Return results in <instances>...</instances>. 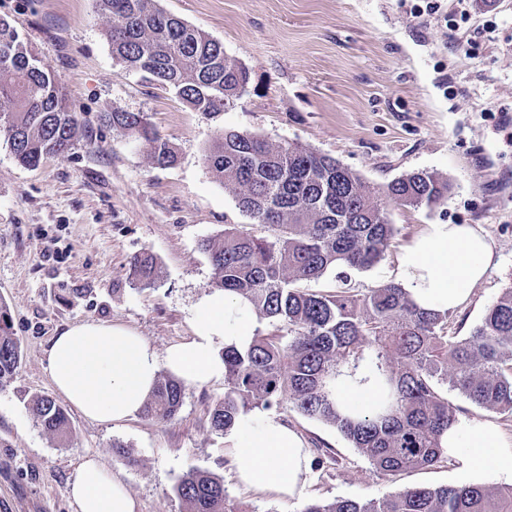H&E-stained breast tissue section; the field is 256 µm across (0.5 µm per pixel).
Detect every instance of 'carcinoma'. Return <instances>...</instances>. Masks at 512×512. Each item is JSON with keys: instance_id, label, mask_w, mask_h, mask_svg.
<instances>
[{"instance_id": "1", "label": "carcinoma", "mask_w": 512, "mask_h": 512, "mask_svg": "<svg viewBox=\"0 0 512 512\" xmlns=\"http://www.w3.org/2000/svg\"><path fill=\"white\" fill-rule=\"evenodd\" d=\"M111 15L106 38L113 58L169 88L204 116L220 113L247 92L250 72L224 54L203 31L165 13L157 0H96ZM0 137L16 161L35 167L71 151L80 137L60 77L44 69L17 29L0 17ZM104 122L144 140L153 163L175 164L176 154L143 112H110ZM205 162L236 194L239 208L267 229L257 236L226 228L201 242L213 267V286L239 295L258 320L288 327L281 336H255L245 351L224 350V398L210 411L212 430L229 432L255 408L284 400L303 415L330 423L377 470L394 474L436 464L441 437L456 420L448 386L487 410L512 414V286L489 306L470 336L448 335L449 312L421 311L400 285L359 294L351 270L378 264L396 236L381 198L402 206L445 203L448 180L428 171L398 177L372 191L337 159L297 142L273 145L247 132L229 130L209 149ZM138 285L157 276V259L133 260ZM336 271L340 290L322 294L299 283ZM20 352L6 313L0 309V388L10 382ZM374 376L381 396L372 415L340 409L339 385ZM183 383L158 379L144 416L173 418L182 406ZM31 411L44 431L69 433L66 412L48 397ZM188 512H239L224 483L189 472L177 484ZM303 512H512V486L481 485L400 490L382 499L311 502Z\"/></svg>"}]
</instances>
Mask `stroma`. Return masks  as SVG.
Wrapping results in <instances>:
<instances>
[{
	"label": "stroma",
	"instance_id": "1",
	"mask_svg": "<svg viewBox=\"0 0 512 512\" xmlns=\"http://www.w3.org/2000/svg\"><path fill=\"white\" fill-rule=\"evenodd\" d=\"M221 43L250 72L246 93L216 115L190 110L174 91L113 59L108 14L94 0H0V16L56 73L80 125L68 153L19 164L0 140V309L20 364L0 389V512H75L69 481L84 458L118 474L138 512H186L176 485L188 471L212 474L249 512H302L312 500L379 499L408 487L497 488L512 477L467 474L444 458L385 475L333 425L283 403L270 417L309 450L310 481L294 499L262 497L236 482L224 437L209 412L223 382L185 386L168 421L138 415L99 423L66 406L48 371L54 336L83 322L122 323L157 352L192 333L195 303L212 293L200 243L225 226L257 231L205 155L223 131L297 142L336 158L372 187L426 170L447 178L448 199L412 208L389 201L398 233L374 267L352 274L358 292L395 282L404 246L430 224H478L499 262L448 333L465 337L512 285V146L492 111L512 108V0H473L465 36L475 58L448 45L445 28L410 13L405 0H158ZM145 113L178 154L151 164L142 140L101 123L103 113ZM158 262L152 287L136 286L135 255ZM48 395L65 405L68 440L43 431L29 410Z\"/></svg>",
	"mask_w": 512,
	"mask_h": 512
}]
</instances>
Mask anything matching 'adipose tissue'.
Returning <instances> with one entry per match:
<instances>
[{
	"instance_id": "1",
	"label": "adipose tissue",
	"mask_w": 512,
	"mask_h": 512,
	"mask_svg": "<svg viewBox=\"0 0 512 512\" xmlns=\"http://www.w3.org/2000/svg\"><path fill=\"white\" fill-rule=\"evenodd\" d=\"M496 263L495 245L480 226L431 224L403 250L398 282L421 310L452 311L471 301ZM254 333L251 304L217 290L196 303L191 336L164 353L131 328L92 321L54 336L48 368L56 391L83 416L120 422L142 410L160 370L187 384L223 379L220 347L247 350ZM226 442L240 484L281 498L302 495L309 481V455L293 429L250 413L240 417ZM442 444L465 471L512 473V441L487 425L456 420ZM70 496L77 512L137 510L123 481L92 458L74 470Z\"/></svg>"
}]
</instances>
